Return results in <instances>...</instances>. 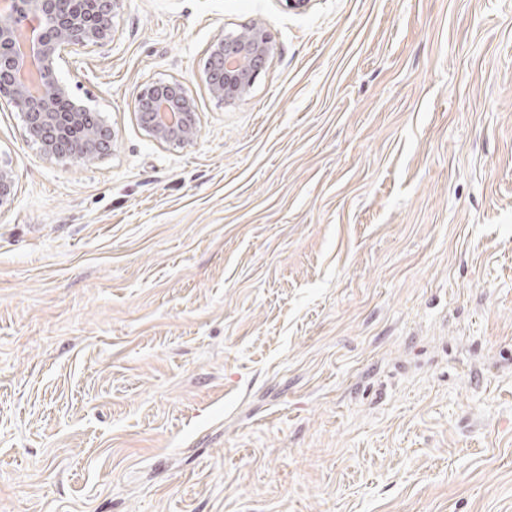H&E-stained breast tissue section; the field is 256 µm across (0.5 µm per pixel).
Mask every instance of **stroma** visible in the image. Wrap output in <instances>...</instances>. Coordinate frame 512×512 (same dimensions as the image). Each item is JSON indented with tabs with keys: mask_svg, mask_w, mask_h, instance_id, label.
I'll use <instances>...</instances> for the list:
<instances>
[{
	"mask_svg": "<svg viewBox=\"0 0 512 512\" xmlns=\"http://www.w3.org/2000/svg\"><path fill=\"white\" fill-rule=\"evenodd\" d=\"M60 76L115 145L0 101V512H512V0H125ZM159 79L190 146L136 122ZM273 54L267 26L253 22L211 43L203 76L210 95L225 104L244 97ZM134 114L145 136L158 144L183 148L198 138L196 100L179 80L144 85L136 94ZM16 196V176L8 163L0 162V208L11 207Z\"/></svg>",
	"mask_w": 512,
	"mask_h": 512,
	"instance_id": "35a3bbf8",
	"label": "stroma"
}]
</instances>
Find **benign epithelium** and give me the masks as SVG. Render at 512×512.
Returning <instances> with one entry per match:
<instances>
[{
	"mask_svg": "<svg viewBox=\"0 0 512 512\" xmlns=\"http://www.w3.org/2000/svg\"><path fill=\"white\" fill-rule=\"evenodd\" d=\"M124 0H11L0 21V97L20 116L27 141L46 156L82 163L112 153L108 118L75 96L60 77L66 55L114 39ZM273 54L262 21L211 43L203 76L210 95L226 104L244 97ZM135 117L158 144H193L199 134L196 100L179 80L153 81L135 97ZM16 196L12 167L0 162V208Z\"/></svg>",
	"mask_w": 512,
	"mask_h": 512,
	"instance_id": "obj_1",
	"label": "benign epithelium"
}]
</instances>
